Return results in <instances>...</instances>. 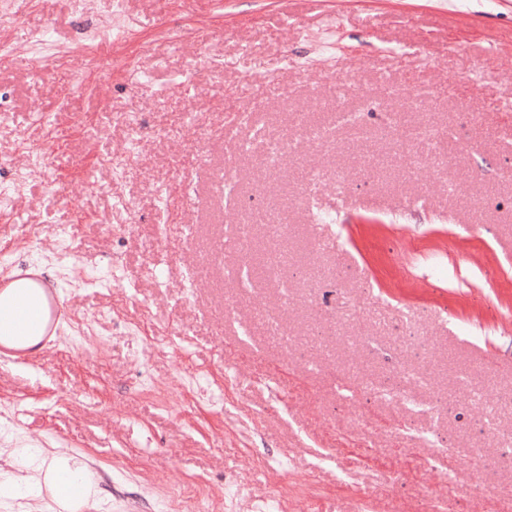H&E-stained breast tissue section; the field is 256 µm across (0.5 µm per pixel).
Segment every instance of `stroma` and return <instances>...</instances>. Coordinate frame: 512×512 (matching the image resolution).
<instances>
[{
  "instance_id": "stroma-1",
  "label": "stroma",
  "mask_w": 512,
  "mask_h": 512,
  "mask_svg": "<svg viewBox=\"0 0 512 512\" xmlns=\"http://www.w3.org/2000/svg\"><path fill=\"white\" fill-rule=\"evenodd\" d=\"M45 27L65 54L37 63ZM0 38V278L49 270L69 308L0 362V470L56 448L100 478L81 512L190 490L224 512L228 481L268 504L285 458L292 512H430L449 480V512H512L489 499L512 485V0H9ZM257 126L293 154L239 150ZM276 218L285 309L207 261L237 262L227 225ZM399 363L425 381L396 402Z\"/></svg>"
}]
</instances>
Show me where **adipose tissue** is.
Returning a JSON list of instances; mask_svg holds the SVG:
<instances>
[{
	"instance_id": "1",
	"label": "adipose tissue",
	"mask_w": 512,
	"mask_h": 512,
	"mask_svg": "<svg viewBox=\"0 0 512 512\" xmlns=\"http://www.w3.org/2000/svg\"><path fill=\"white\" fill-rule=\"evenodd\" d=\"M15 472L0 473V498L32 500L50 497L63 512H77L98 492L97 481L89 467L67 454L47 455L42 448H17L12 452ZM38 472L40 478L30 483L25 472Z\"/></svg>"
}]
</instances>
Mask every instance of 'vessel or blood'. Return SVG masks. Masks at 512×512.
I'll return each instance as SVG.
<instances>
[{
    "label": "vessel or blood",
    "instance_id": "1",
    "mask_svg": "<svg viewBox=\"0 0 512 512\" xmlns=\"http://www.w3.org/2000/svg\"><path fill=\"white\" fill-rule=\"evenodd\" d=\"M23 288L39 294L36 305H13L0 308V360L28 361L33 350L13 345L12 340L22 336H38L50 340L58 335L65 315L56 288L38 271L32 270L0 282V295L5 291Z\"/></svg>",
    "mask_w": 512,
    "mask_h": 512
}]
</instances>
